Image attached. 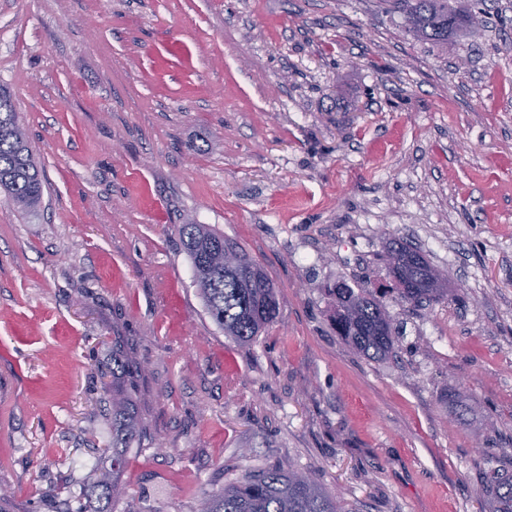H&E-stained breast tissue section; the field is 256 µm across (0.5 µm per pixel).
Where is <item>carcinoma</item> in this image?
Masks as SVG:
<instances>
[{"label":"carcinoma","instance_id":"cac0c4a2","mask_svg":"<svg viewBox=\"0 0 512 512\" xmlns=\"http://www.w3.org/2000/svg\"><path fill=\"white\" fill-rule=\"evenodd\" d=\"M402 27L416 39L446 52L480 28L479 17L460 0H385ZM0 191L18 209L38 211L43 181L32 159L18 112L0 89ZM180 236L192 266V281L217 326L243 344L256 341L278 316L277 291L266 272L235 241L208 224H183ZM388 270L399 298L421 304L447 298L440 272L413 247L388 251ZM331 320L336 333L358 353L387 359L395 352L399 331L373 294L344 284L331 289ZM134 381L120 350L112 352V458L91 475L89 486L100 501L123 494V449L141 439L143 428L133 408ZM494 488L500 512H512V474L483 473ZM201 512H345L342 500L311 474L267 468L208 495Z\"/></svg>","mask_w":512,"mask_h":512}]
</instances>
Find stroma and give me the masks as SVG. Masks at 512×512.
Listing matches in <instances>:
<instances>
[{
	"label": "stroma",
	"mask_w": 512,
	"mask_h": 512,
	"mask_svg": "<svg viewBox=\"0 0 512 512\" xmlns=\"http://www.w3.org/2000/svg\"><path fill=\"white\" fill-rule=\"evenodd\" d=\"M439 54L378 0H0V86L45 177L0 195V490L78 507L112 452V343L145 438L105 512H200L262 469L353 512H496L512 457V0ZM237 242L277 288L249 345L192 283L179 227ZM450 271L387 289V243ZM381 290L396 356L354 352L328 287ZM482 474L486 484L493 487L498 494L501 510L497 512H512V474L510 471L504 475L502 469L495 468Z\"/></svg>",
	"instance_id": "obj_1"
}]
</instances>
